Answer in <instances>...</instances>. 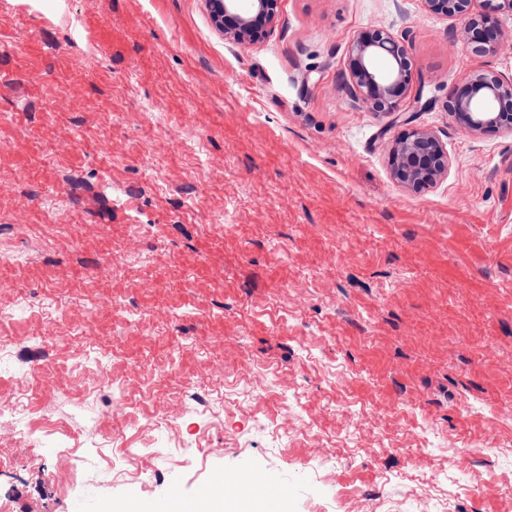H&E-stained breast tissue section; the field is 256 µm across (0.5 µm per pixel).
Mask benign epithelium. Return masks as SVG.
Masks as SVG:
<instances>
[{
	"instance_id": "obj_1",
	"label": "benign epithelium",
	"mask_w": 512,
	"mask_h": 512,
	"mask_svg": "<svg viewBox=\"0 0 512 512\" xmlns=\"http://www.w3.org/2000/svg\"><path fill=\"white\" fill-rule=\"evenodd\" d=\"M431 13L465 19L462 36L475 54L495 52L503 42L498 16L512 13V0H422ZM215 28L224 39L240 45L253 44L271 30L279 0H252L242 13L237 0H207ZM387 68H378V62ZM411 64L403 44L391 34L376 30L358 37L351 48L350 87L355 98L370 111L411 123L407 116L413 103L404 95L410 81ZM447 111L469 132L480 135L495 130H512V78L493 71H480L447 100ZM392 180L419 192L448 176V151L438 136L427 129L410 128L396 139L388 154Z\"/></svg>"
}]
</instances>
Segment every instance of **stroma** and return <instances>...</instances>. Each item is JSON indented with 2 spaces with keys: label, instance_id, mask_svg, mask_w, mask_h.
<instances>
[{
  "label": "stroma",
  "instance_id": "35a3bbf8",
  "mask_svg": "<svg viewBox=\"0 0 512 512\" xmlns=\"http://www.w3.org/2000/svg\"><path fill=\"white\" fill-rule=\"evenodd\" d=\"M422 0H0V512H99L241 470L288 512H512V131L445 104L478 56ZM386 31L448 175L345 89ZM137 478L112 476L122 449ZM236 0H207L215 28L225 40L240 45L253 44L271 30L278 13L279 0H253L251 9L241 13ZM388 164L397 185L419 192L447 177L448 151L434 132L409 128L391 145Z\"/></svg>",
  "mask_w": 512,
  "mask_h": 512
}]
</instances>
